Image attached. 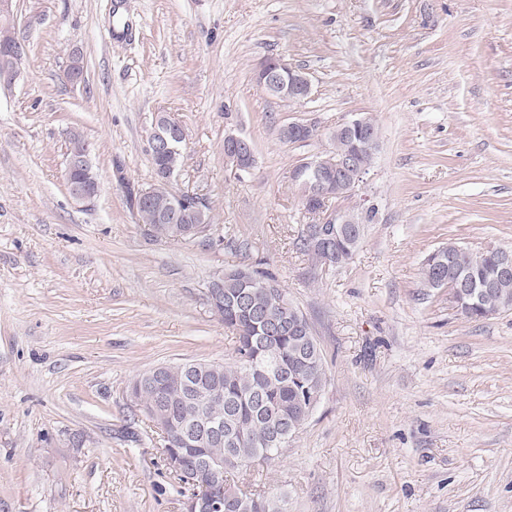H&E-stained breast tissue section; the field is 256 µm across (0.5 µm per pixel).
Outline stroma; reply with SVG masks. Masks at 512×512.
Segmentation results:
<instances>
[{
  "mask_svg": "<svg viewBox=\"0 0 512 512\" xmlns=\"http://www.w3.org/2000/svg\"><path fill=\"white\" fill-rule=\"evenodd\" d=\"M26 40L0 91V512H184L162 442L126 397L142 372L223 362L211 281L273 273L310 322L327 383L283 454L246 475L284 512H512V310L464 318L425 286L450 243L512 249V0H13ZM79 51L84 79L65 72ZM284 57L314 96L258 86ZM184 127L170 187L208 235L149 236L159 113ZM368 113L375 162L331 208L373 209L353 258L316 263L291 171ZM289 120L317 138L279 140ZM255 165L231 171L224 129ZM99 175L74 200L71 133Z\"/></svg>",
  "mask_w": 512,
  "mask_h": 512,
  "instance_id": "stroma-1",
  "label": "stroma"
}]
</instances>
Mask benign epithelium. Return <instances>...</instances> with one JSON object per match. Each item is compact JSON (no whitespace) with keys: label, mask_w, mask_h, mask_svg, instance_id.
<instances>
[{"label":"benign epithelium","mask_w":512,"mask_h":512,"mask_svg":"<svg viewBox=\"0 0 512 512\" xmlns=\"http://www.w3.org/2000/svg\"><path fill=\"white\" fill-rule=\"evenodd\" d=\"M12 0H0V82L13 83L18 76V62L26 51V45L11 25ZM257 84L268 94L284 98L293 103H301L310 99L314 88L309 77L302 71L293 68L281 58L271 57L260 62L255 70ZM359 137L361 146L374 147L379 142L378 127L367 128V116L358 114L348 121L336 126V131ZM185 140L183 127L165 114L157 116L154 126L148 135V145L152 153L165 155L181 151ZM224 158L236 173L248 172L255 163L254 151L247 139L232 129L224 133ZM90 166V156L68 157L64 170L65 181L71 188V195L83 201L94 199L100 191V184L86 178ZM370 171V166L363 163L359 156L331 159V154H317L300 164L291 172L294 181H302L307 187L305 200H315L323 204L317 210V221L310 230L314 250L322 251L327 242L342 236L343 225L354 223V210L329 211L325 204L330 199L343 194L351 195L359 182ZM485 288L482 285H471L469 289L456 290L459 304L474 306L483 300ZM165 367H154L139 376L131 383L129 398L135 407L147 416L161 437L170 439L173 430H178L183 445L190 447L210 438H222L221 425L218 421L205 416L194 423H184L173 427L169 406L165 399L157 398L148 401L141 399L143 385L146 382L157 383L162 380ZM169 467L173 471L182 472L189 468L187 457L178 453L176 448L163 449ZM190 483L194 490L184 502L185 512H224L227 504L224 495L207 494L211 486L224 482V463L220 461H201L191 466Z\"/></svg>","instance_id":"obj_1"}]
</instances>
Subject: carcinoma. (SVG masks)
I'll return each mask as SVG.
<instances>
[{"mask_svg":"<svg viewBox=\"0 0 512 512\" xmlns=\"http://www.w3.org/2000/svg\"><path fill=\"white\" fill-rule=\"evenodd\" d=\"M358 141L344 134L330 139V149L337 155L356 152ZM176 192L163 188L151 202H131L141 224L154 228L157 236L173 241L188 238L186 231L195 225L213 224L211 208L200 202L202 210L175 222L161 220L162 212L169 208V198ZM358 233L344 235L339 242L331 243L329 251L337 255V261L347 262L355 254L364 232V224L357 225ZM498 255L491 252L475 253L461 245L450 243L429 254L425 260L423 275L428 288H457L461 282L471 284L495 281L493 291L484 297L483 307L463 310L468 319H482L490 314L512 310V276L495 278ZM255 293L253 303L266 312L271 325L288 322L289 314L283 311L265 287H280L276 277L259 270H252ZM295 315L301 318L311 341L301 335L288 332H266L262 327L236 316L223 314L224 326L236 335V345L228 362L220 365V371L208 374L206 388L213 394L206 407L208 414L224 419V429L231 432L232 441L202 447L198 453L224 461V473L235 470L234 461L249 462L270 460L281 455L283 448L272 444L277 429L287 422L300 430L306 424L317 400L327 383L323 355L312 327L297 307ZM184 374L180 367L170 366L163 389L167 392L176 418L185 420L197 412L194 403L183 404L180 397ZM263 509L251 506L246 498L238 503L237 512H280L276 500L258 494Z\"/></svg>","mask_w":512,"mask_h":512,"instance_id":"1","label":"carcinoma"}]
</instances>
